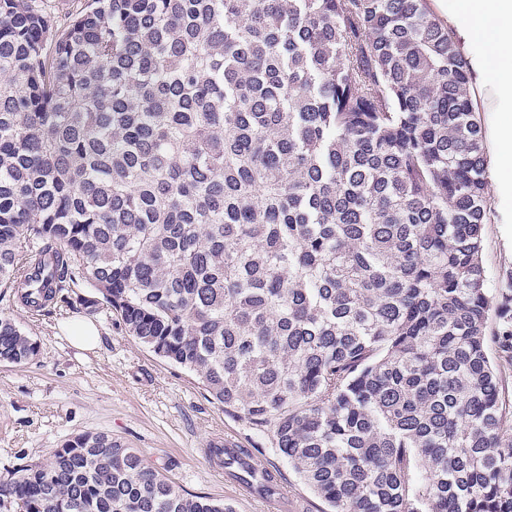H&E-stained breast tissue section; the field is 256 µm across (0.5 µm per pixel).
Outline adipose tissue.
<instances>
[{"instance_id": "ef3b65f1", "label": "adipose tissue", "mask_w": 512, "mask_h": 512, "mask_svg": "<svg viewBox=\"0 0 512 512\" xmlns=\"http://www.w3.org/2000/svg\"><path fill=\"white\" fill-rule=\"evenodd\" d=\"M446 14L464 41L481 47L477 83L490 86L495 109L512 112V0H448Z\"/></svg>"}]
</instances>
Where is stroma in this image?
<instances>
[{
	"label": "stroma",
	"instance_id": "stroma-1",
	"mask_svg": "<svg viewBox=\"0 0 512 512\" xmlns=\"http://www.w3.org/2000/svg\"><path fill=\"white\" fill-rule=\"evenodd\" d=\"M494 217L484 227L482 260L488 287L512 268V190L488 176ZM0 314L13 318L37 343L22 364L0 363V477L34 461L49 460L65 440L93 432L111 435L143 452L186 495L230 504L234 512H269L266 504L224 483L206 449L224 439L252 449L276 473L297 505L295 512L326 506L278 450L270 428L248 423L210 399L192 372L156 356L127 336L115 314L53 301L38 312L14 288L0 286ZM95 323L94 349L75 347L66 326Z\"/></svg>",
	"mask_w": 512,
	"mask_h": 512
}]
</instances>
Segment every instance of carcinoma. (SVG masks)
Wrapping results in <instances>:
<instances>
[{"mask_svg":"<svg viewBox=\"0 0 512 512\" xmlns=\"http://www.w3.org/2000/svg\"><path fill=\"white\" fill-rule=\"evenodd\" d=\"M487 172L470 62L426 0H86L61 30L0 0V284L112 310L272 427L329 512H512ZM35 348L0 315L1 363ZM8 500L231 512L91 432L1 479Z\"/></svg>","mask_w":512,"mask_h":512,"instance_id":"obj_1","label":"carcinoma"}]
</instances>
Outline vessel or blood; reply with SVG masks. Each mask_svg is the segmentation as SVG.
I'll return each mask as SVG.
<instances>
[{
  "label": "vessel or blood",
  "mask_w": 512,
  "mask_h": 512,
  "mask_svg": "<svg viewBox=\"0 0 512 512\" xmlns=\"http://www.w3.org/2000/svg\"><path fill=\"white\" fill-rule=\"evenodd\" d=\"M207 457L211 463L223 465L226 484L267 503L272 512H286L287 490L278 483L270 487L264 486L263 481L268 470L261 466L249 449L236 447L228 439L223 447L208 449Z\"/></svg>",
  "instance_id": "b4317fda"
}]
</instances>
